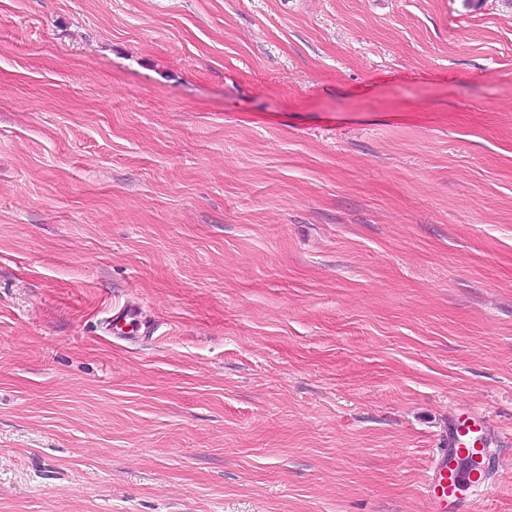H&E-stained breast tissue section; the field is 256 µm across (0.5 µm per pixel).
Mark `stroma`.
Here are the masks:
<instances>
[{
    "instance_id": "stroma-1",
    "label": "stroma",
    "mask_w": 512,
    "mask_h": 512,
    "mask_svg": "<svg viewBox=\"0 0 512 512\" xmlns=\"http://www.w3.org/2000/svg\"><path fill=\"white\" fill-rule=\"evenodd\" d=\"M470 413L512 512L507 0H0V512H454ZM107 327L115 336L123 339H138L147 336L149 331L143 330V325L132 308H121L112 313ZM474 433L476 431L472 430L470 426L461 428L459 423H455L448 429V446L451 449V459L447 462L442 461L435 467H432L434 476L438 480L433 485L435 494H438L439 490H441L442 496L454 497L462 503L461 498L456 493L458 482L466 480L470 483V487L475 489L485 484L490 464L484 444L480 442L482 447H477V439H474L471 435ZM462 457L470 461V466L467 470H459L457 466L451 467L449 465L452 460ZM444 471L448 473V476L443 473ZM443 481L448 482V485H445Z\"/></svg>"
}]
</instances>
